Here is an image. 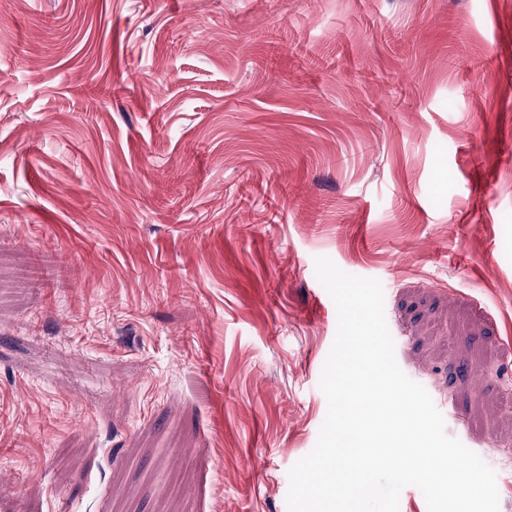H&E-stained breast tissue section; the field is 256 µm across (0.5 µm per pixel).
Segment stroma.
I'll use <instances>...</instances> for the list:
<instances>
[{"label":"stroma","instance_id":"obj_1","mask_svg":"<svg viewBox=\"0 0 512 512\" xmlns=\"http://www.w3.org/2000/svg\"><path fill=\"white\" fill-rule=\"evenodd\" d=\"M321 256L512 512V0H0V512H287Z\"/></svg>","mask_w":512,"mask_h":512}]
</instances>
